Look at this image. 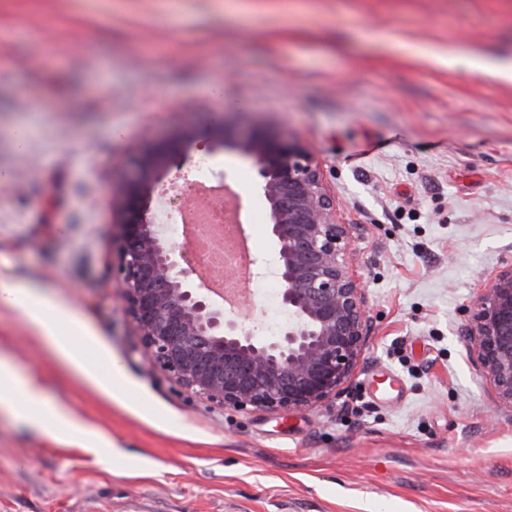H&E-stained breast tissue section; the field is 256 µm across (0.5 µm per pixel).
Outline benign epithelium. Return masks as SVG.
<instances>
[{
  "label": "benign epithelium",
  "instance_id": "obj_1",
  "mask_svg": "<svg viewBox=\"0 0 512 512\" xmlns=\"http://www.w3.org/2000/svg\"><path fill=\"white\" fill-rule=\"evenodd\" d=\"M241 113L213 126L191 124L147 140L124 161L111 199L118 300L142 348L180 386L235 411L313 408L351 382L367 342L362 277L350 260L351 225L342 224L313 151L268 120L239 129ZM231 150L252 162L254 187L269 215L278 254L280 305L288 322L258 336L239 306L206 290L186 246L156 212L185 178L194 155ZM467 335L474 365L512 409V265L475 301Z\"/></svg>",
  "mask_w": 512,
  "mask_h": 512
}]
</instances>
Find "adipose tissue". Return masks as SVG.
I'll list each match as a JSON object with an SVG mask.
<instances>
[{
  "instance_id": "ef3b65f1",
  "label": "adipose tissue",
  "mask_w": 512,
  "mask_h": 512,
  "mask_svg": "<svg viewBox=\"0 0 512 512\" xmlns=\"http://www.w3.org/2000/svg\"><path fill=\"white\" fill-rule=\"evenodd\" d=\"M0 304L21 312L28 323L53 345L60 359L82 372L89 382H96V375L85 368L73 344L56 333V324L65 314L61 306L46 298L36 287L17 283H0ZM0 409L35 431L49 430L60 437L87 431L78 415L50 399L34 379L21 376L11 358L1 356Z\"/></svg>"
}]
</instances>
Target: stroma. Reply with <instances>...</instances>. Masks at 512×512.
I'll return each instance as SVG.
<instances>
[{"instance_id":"35a3bbf8","label":"stroma","mask_w":512,"mask_h":512,"mask_svg":"<svg viewBox=\"0 0 512 512\" xmlns=\"http://www.w3.org/2000/svg\"><path fill=\"white\" fill-rule=\"evenodd\" d=\"M225 2L0 0V280L47 287L68 311L60 335L119 393L0 306V353L115 446L1 411L0 512H512V409L464 341L512 263V80L422 56L512 55V0ZM218 105L313 147L353 227L369 339L345 391L310 409L194 395L117 303L113 160ZM254 178L228 151L205 181L250 213ZM248 235L261 306L277 255L267 224Z\"/></svg>"}]
</instances>
